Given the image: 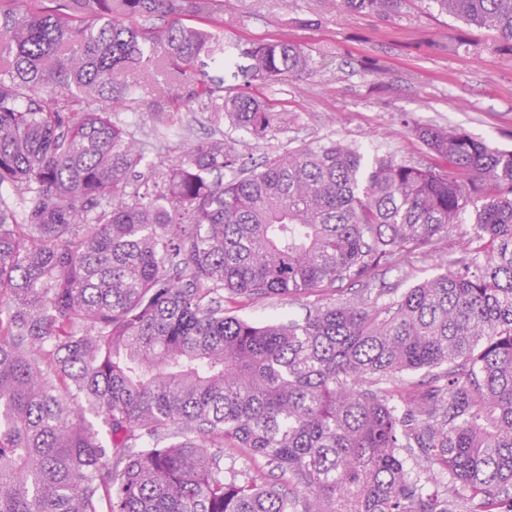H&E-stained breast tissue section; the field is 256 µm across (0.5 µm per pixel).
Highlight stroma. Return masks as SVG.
I'll list each match as a JSON object with an SVG mask.
<instances>
[{
    "mask_svg": "<svg viewBox=\"0 0 512 512\" xmlns=\"http://www.w3.org/2000/svg\"><path fill=\"white\" fill-rule=\"evenodd\" d=\"M224 42L248 47L281 38L310 50L316 71L299 79L257 88L285 121L252 141L247 162H259L306 144L343 142L361 149L366 162L388 157L427 164L433 157L400 122L455 126L478 140L512 150V56L492 49L485 30L439 14L427 0H408L399 16L379 20L344 8L341 0H224L213 28ZM122 80L130 103L112 108L136 138L162 141L168 155L183 143L218 134L210 112L197 104L176 111L166 103L163 69H131ZM473 220L441 239L435 251L398 269H379L370 282H343L324 294L327 302L353 296L375 298L379 289L403 293L447 265L463 259L462 242ZM305 296L248 300L229 307L241 317L265 322L300 317Z\"/></svg>",
    "mask_w": 512,
    "mask_h": 512,
    "instance_id": "35a3bbf8",
    "label": "stroma"
}]
</instances>
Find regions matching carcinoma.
I'll return each instance as SVG.
<instances>
[{"mask_svg":"<svg viewBox=\"0 0 512 512\" xmlns=\"http://www.w3.org/2000/svg\"><path fill=\"white\" fill-rule=\"evenodd\" d=\"M51 2L0 0V512H512V151L417 124L428 165L331 142L248 167L222 136L166 164L112 122L159 41L171 106L281 119L199 67L226 48L188 21L224 4ZM429 2L512 55V0ZM244 55L264 85L316 69L286 39ZM470 208L466 258L399 296L224 308L395 267ZM315 299L314 296H296L286 298L248 300L247 298H237L231 302L225 299L224 306L235 310V314L241 317L265 322L274 319H288V315L301 317L305 314V306Z\"/></svg>","mask_w":512,"mask_h":512,"instance_id":"cac0c4a2","label":"carcinoma"}]
</instances>
